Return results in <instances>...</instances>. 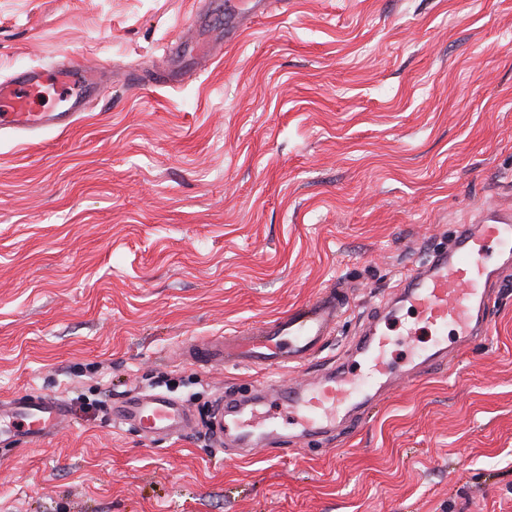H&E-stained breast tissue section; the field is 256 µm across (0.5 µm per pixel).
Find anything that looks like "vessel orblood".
<instances>
[{
	"label": "vessel or blood",
	"mask_w": 512,
	"mask_h": 512,
	"mask_svg": "<svg viewBox=\"0 0 512 512\" xmlns=\"http://www.w3.org/2000/svg\"><path fill=\"white\" fill-rule=\"evenodd\" d=\"M73 85L77 91L60 112L37 109L29 98L45 87ZM101 92L94 73L77 60L49 69L24 68L0 81V132L70 128ZM512 273V207L487 206L467 223L456 225L447 248L432 252L393 289L390 302L366 317V328L352 352L362 358L364 373L336 361L316 377L286 386L255 385L249 394L226 391L212 421L215 442L228 458L246 461L265 452L292 453L349 427L377 403L399 374L418 377L448 360V334L467 346L489 336L491 303L498 284ZM349 305V290L333 283L284 315L222 336L183 342L182 360L203 368L244 366L303 368L315 360L339 326ZM414 312L407 336L433 335L431 348L412 350L405 372L387 358L390 336L383 324L403 309ZM71 408L64 399L28 392L0 402V446L51 439L70 424ZM112 421L138 427L144 438H173L193 433L192 410L165 393L133 391L112 407Z\"/></svg>",
	"instance_id": "vessel-or-blood-1"
}]
</instances>
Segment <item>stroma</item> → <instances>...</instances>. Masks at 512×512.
<instances>
[{"label": "stroma", "instance_id": "1", "mask_svg": "<svg viewBox=\"0 0 512 512\" xmlns=\"http://www.w3.org/2000/svg\"><path fill=\"white\" fill-rule=\"evenodd\" d=\"M204 4L0 0L1 79L72 57L105 87L70 130L0 137V401L74 414L0 447V512H512V280L485 342L323 448L239 464L201 429L112 424L135 389L203 419L226 389L312 376L176 348L343 282L317 366L336 361L453 225L512 198V0ZM184 35L204 61L135 88Z\"/></svg>", "mask_w": 512, "mask_h": 512}]
</instances>
